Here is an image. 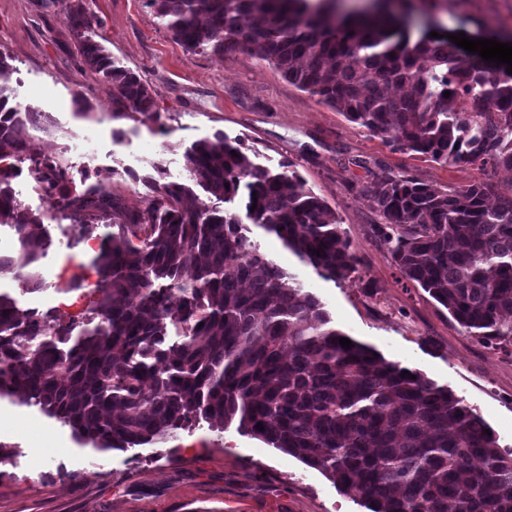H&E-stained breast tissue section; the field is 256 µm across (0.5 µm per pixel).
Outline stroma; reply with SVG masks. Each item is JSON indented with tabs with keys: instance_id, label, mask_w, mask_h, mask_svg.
Instances as JSON below:
<instances>
[{
	"instance_id": "stroma-1",
	"label": "stroma",
	"mask_w": 512,
	"mask_h": 512,
	"mask_svg": "<svg viewBox=\"0 0 512 512\" xmlns=\"http://www.w3.org/2000/svg\"><path fill=\"white\" fill-rule=\"evenodd\" d=\"M88 7L104 46L154 90L161 125L124 121L127 138L113 142L112 89L82 71L63 9L43 8L41 0H0V46L14 58L15 100L52 122L38 153L64 156L65 146L80 144V153L66 156L74 179L103 180L138 207L153 164L185 177L184 151L205 135L242 139L264 166L291 163L335 211L359 259L357 271L343 281L326 279L256 228L251 238L261 252L295 274L337 328L449 387L512 448V342L469 335L401 279L388 248L370 231L378 217L363 190L383 168L441 191L489 177L505 191L512 174L394 149L257 57L187 53L145 0H88ZM409 8L420 23L436 22L451 34L463 26L477 39L512 34V0H411ZM78 93L92 105L89 117L75 114ZM46 226L52 238L42 268L46 288L23 297L26 307L41 311L57 305L53 285L68 259L97 247L70 221ZM17 412L42 433L0 428V440L14 446L10 463L0 467V512H368L320 472L233 427L219 433L204 426L181 432L173 445L100 454L80 447L68 427L37 409Z\"/></svg>"
}]
</instances>
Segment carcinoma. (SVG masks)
I'll return each instance as SVG.
<instances>
[{
    "mask_svg": "<svg viewBox=\"0 0 512 512\" xmlns=\"http://www.w3.org/2000/svg\"><path fill=\"white\" fill-rule=\"evenodd\" d=\"M61 3L82 69L112 87L114 121L158 123L154 91L97 39L84 0ZM190 53L240 50L370 134L444 165L512 172V74L392 0L343 11L336 0H147ZM436 31L439 37L432 38ZM0 47V273L42 290L52 246L45 214L12 189L18 165L44 187L50 218L80 233L102 222L98 252L69 259L54 284L70 306L41 313L0 288V399L35 407L98 452L167 444L204 424L300 460L369 512H512V451L447 388L356 340L345 349L321 302L267 259L252 228L275 234L322 277L358 258L336 213L290 164H256L222 133L194 141L195 186L153 165L145 206L98 181L72 186L37 154L45 113L13 101ZM449 91L451 95L444 96ZM472 100L465 115L457 97ZM237 156H232V153ZM208 197L203 201L195 188ZM366 193L371 231L404 279L473 336L512 342V191L486 180L435 191L383 169ZM416 376L411 379L403 371Z\"/></svg>",
    "mask_w": 512,
    "mask_h": 512,
    "instance_id": "cac0c4a2",
    "label": "carcinoma"
}]
</instances>
